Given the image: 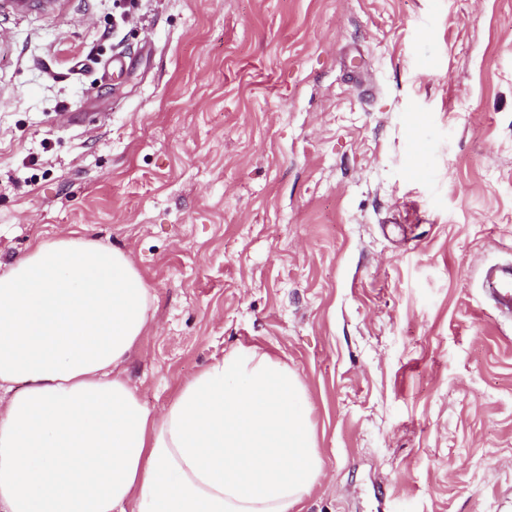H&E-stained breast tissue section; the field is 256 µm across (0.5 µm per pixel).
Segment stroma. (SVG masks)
I'll list each match as a JSON object with an SVG mask.
<instances>
[{"mask_svg":"<svg viewBox=\"0 0 512 512\" xmlns=\"http://www.w3.org/2000/svg\"><path fill=\"white\" fill-rule=\"evenodd\" d=\"M6 2L0 273L74 232L128 254L157 415L237 346L286 362L323 462L300 512H512L481 280L512 261V0Z\"/></svg>","mask_w":512,"mask_h":512,"instance_id":"obj_1","label":"stroma"}]
</instances>
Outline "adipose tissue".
Here are the masks:
<instances>
[{"label": "adipose tissue", "instance_id": "ef3b65f1", "mask_svg": "<svg viewBox=\"0 0 512 512\" xmlns=\"http://www.w3.org/2000/svg\"><path fill=\"white\" fill-rule=\"evenodd\" d=\"M150 304L131 258L82 236L0 273V512H294L316 484L304 386L261 347L152 414L117 373Z\"/></svg>", "mask_w": 512, "mask_h": 512}]
</instances>
